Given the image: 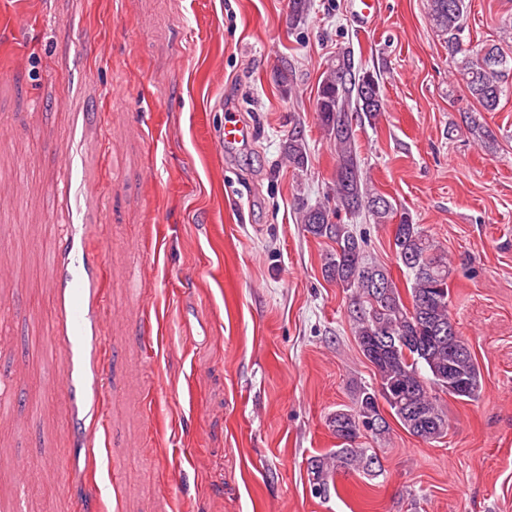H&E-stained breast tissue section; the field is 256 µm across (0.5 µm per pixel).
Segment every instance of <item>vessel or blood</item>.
I'll use <instances>...</instances> for the list:
<instances>
[{"label":"vessel or blood","mask_w":512,"mask_h":512,"mask_svg":"<svg viewBox=\"0 0 512 512\" xmlns=\"http://www.w3.org/2000/svg\"><path fill=\"white\" fill-rule=\"evenodd\" d=\"M251 136L250 128L241 123L235 113L229 112L224 116V129L217 146L222 149L244 144L250 140ZM59 230L67 244L73 245L80 259L73 262L70 267L64 268L60 279L61 291L69 295L70 302L62 306L54 328L57 335L63 339L69 357V366L66 370L53 374L52 380L68 394L79 387H88L96 392L102 386V379L96 375L88 376L85 370L86 338L89 332L94 331L95 325L91 310L83 301L87 289L94 287L96 276L86 261L90 253L87 241L75 240L73 224H61Z\"/></svg>","instance_id":"vessel-or-blood-1"}]
</instances>
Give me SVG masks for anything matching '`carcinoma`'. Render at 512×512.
Wrapping results in <instances>:
<instances>
[{
	"label": "carcinoma",
	"mask_w": 512,
	"mask_h": 512,
	"mask_svg": "<svg viewBox=\"0 0 512 512\" xmlns=\"http://www.w3.org/2000/svg\"><path fill=\"white\" fill-rule=\"evenodd\" d=\"M466 0H429V17L455 59L457 72L466 81L471 97L481 111L465 115L466 126L482 143L495 142L482 113L495 112L512 75V57L498 45L480 49L463 48ZM368 119L378 117L383 109L379 81L365 72L355 73L349 55L336 57L320 82L316 112L323 128L333 137L336 151V180L332 188L333 205L303 207L300 223L316 239L334 247L325 257L324 278L351 291L350 314L355 336L363 356L374 367L376 381L396 398L393 389L405 395L400 402L410 410L404 414L389 405L397 422L412 436L435 442L448 434V413L435 391L453 398L472 401L481 392V372L468 343L459 336L452 340L439 337L437 330L454 325L449 311L448 256L409 214L397 213L393 206H380V194L368 186L360 163L355 131L346 113L348 106ZM288 161L297 169L308 165L302 132L288 138ZM361 213L375 224H385L399 215L394 235L398 262L412 276L411 302L405 303L390 272L367 259L366 239L341 216ZM375 389L359 391L354 406L336 410L330 426L341 447L311 458L308 471L315 492L329 491L333 474L341 469L371 472L367 449L356 446L355 438L369 434L383 439L390 431L388 421L379 429L371 423L379 415L377 405L369 402Z\"/></svg>",
	"instance_id": "carcinoma-1"
}]
</instances>
